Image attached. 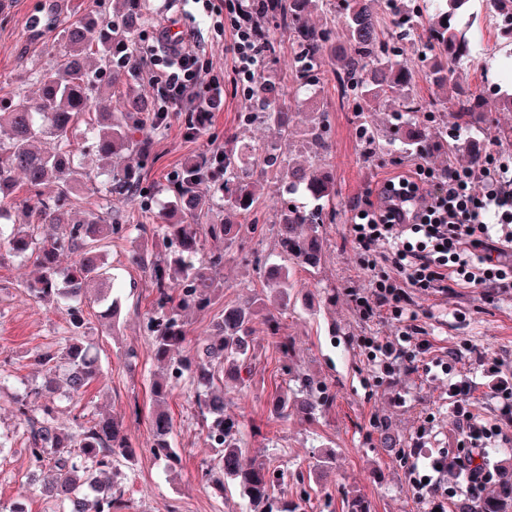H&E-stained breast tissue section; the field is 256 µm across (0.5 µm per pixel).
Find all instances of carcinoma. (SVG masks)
I'll use <instances>...</instances> for the list:
<instances>
[{
    "instance_id": "1",
    "label": "carcinoma",
    "mask_w": 512,
    "mask_h": 512,
    "mask_svg": "<svg viewBox=\"0 0 512 512\" xmlns=\"http://www.w3.org/2000/svg\"><path fill=\"white\" fill-rule=\"evenodd\" d=\"M322 0H254L252 13L258 19L278 16L296 34L295 61L302 83L311 87L318 80L322 56L330 32L309 22L312 11ZM470 0H386V7L397 13V34L407 41H423L431 51L428 65L431 79L444 98L430 102L416 99L413 73L407 64L392 60L389 45L393 40L381 28L371 0H346L342 27L353 44V52L338 58L341 92L357 98L364 113L360 139L366 148L400 142L407 150L436 151L448 139V125H433L427 114L439 112L448 102L455 104L452 125L461 129L479 123L486 100L452 78L453 69L473 61L479 43L471 27L459 22L460 13ZM492 18L502 39L512 46V0H488ZM142 13L133 5L117 24L89 14L60 20L50 17L59 28L61 51L56 64L36 77L40 94L36 101L24 92L16 95L12 109L0 113V225L10 219L11 206L25 205L15 195L16 176L25 178L27 190L38 196L28 212L27 223L9 235L0 232V252L33 260L38 274L23 284L26 296L36 302L65 305L68 311V336L60 346L41 348L33 360L43 371L42 384L29 388L13 399L14 416L23 427V451L38 491L51 497L58 512H71L78 503L83 512H117L125 495L128 471L135 465L136 450L124 431L123 418L105 414L79 423L72 431L56 423L55 408L45 405L37 414L31 399L55 389L59 373L65 376L64 397L79 399L101 374L98 355L85 340L87 319L83 298L91 285L99 286L95 302L102 308L100 318L107 330L119 329L121 304L100 288L107 280L101 243L131 238V260L152 285L151 308L143 316L151 356L164 373L150 384V452L169 470L182 464V452L173 440V425L166 410L171 392L188 385L192 390L194 415L206 429L210 446L220 449L218 463L207 464L198 472L199 480L224 489L229 480L254 512L280 504L278 512H301L304 500L275 498L281 486L277 470L243 452L241 424L227 412L224 387L218 382L231 380L248 388L252 384L255 360V323L262 320L267 343L284 359L288 387L277 389L268 400L270 415L286 418L297 414L314 421L333 407L327 383L295 368L294 350L289 338L281 334L280 318L288 310L295 288L293 270L320 269L327 239L323 233V204L333 201L334 176L322 164L331 147L326 127L328 119L309 127L298 160L278 148L290 135L289 113L284 107L283 87L260 76L245 101L247 120L258 121L272 139L241 150L224 148V182L209 188L208 172L217 165L215 154L189 163L173 177L178 188L173 207L182 221L169 222L167 214L153 215V224L108 223L94 214L82 224H70L65 215L74 189L86 183L88 174L73 163L74 136L85 115H93L92 150L103 159H126L113 166L111 180L100 190L107 202L117 195L125 200L142 198L140 167L136 159L150 156L148 130L154 102L143 92L127 94L116 101L119 114L99 109L95 91L101 86L130 84L134 59L130 46L135 22ZM395 97L400 100V121L393 128H379L368 107L375 101ZM483 142L468 139L461 147L460 163L471 165L479 159ZM281 176L279 193L283 202L277 222L269 232L274 238L279 262L264 264L265 289L274 305H266V295H243L224 306L213 323V334L195 350L186 347L188 317L214 305L223 291L220 271L226 257L244 249L246 234L258 231L227 221L201 224L199 219L220 206L229 215H247L256 210L257 186L265 175ZM50 184L52 195L41 197V187ZM301 195L314 202L304 205L295 200ZM224 243V249L204 252V241ZM76 254L74 263L63 269L60 255ZM379 447L390 458L399 457L401 440L389 423L380 429ZM497 490L482 497L466 495L455 504L456 512H512V474L497 475Z\"/></svg>"
}]
</instances>
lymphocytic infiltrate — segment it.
Segmentation results:
<instances>
[{
  "mask_svg": "<svg viewBox=\"0 0 512 512\" xmlns=\"http://www.w3.org/2000/svg\"><path fill=\"white\" fill-rule=\"evenodd\" d=\"M182 2L214 29L231 26L230 51L239 80H250L261 72L262 49L248 24L251 0H235L230 20L224 17V0ZM155 40L163 66L150 82L160 94L159 116L217 110L224 101V82L212 75L198 30L174 37L169 29H159ZM398 201L419 203L414 222L396 223ZM350 208L356 215L350 232L363 256L369 286L364 294L349 289L350 299L364 317L384 311L399 326L395 338L366 336L360 340L361 347L384 377L419 368L448 384V403L463 434L466 454L449 459L447 449L433 447L432 428L423 424L405 458L414 498L446 512L450 494L474 493L486 486L487 449L503 429L475 416L473 385L452 381L457 351L430 359L427 346L414 340L417 314L408 307L409 293L444 290L452 282L487 292L512 288V165L499 161L488 149L471 166L436 169L419 158L408 172L383 184L379 203L356 200Z\"/></svg>",
  "mask_w": 512,
  "mask_h": 512,
  "instance_id": "1",
  "label": "lymphocytic infiltrate"
}]
</instances>
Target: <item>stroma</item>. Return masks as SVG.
Here are the masks:
<instances>
[{
    "label": "stroma",
    "mask_w": 512,
    "mask_h": 512,
    "mask_svg": "<svg viewBox=\"0 0 512 512\" xmlns=\"http://www.w3.org/2000/svg\"><path fill=\"white\" fill-rule=\"evenodd\" d=\"M99 4L107 14L123 6L122 0H6L0 5V111L12 103L17 92L37 95L34 74L52 65L59 50L57 29L43 27L47 11L60 17L84 12ZM342 0H327V7L311 17L312 24L329 30L330 40L323 58L319 82L302 89L294 64L293 34L280 21L270 22L273 44L265 55L264 73L287 83L285 107L292 114L290 151H298L313 113H327L333 144L325 164L335 178L336 196L325 210L324 229L328 253L320 271L296 270V286L281 331L290 336L296 360L309 374L325 380L335 397L332 410L313 422L296 418L279 420L270 416L267 398L275 387L284 385L281 362L272 348L261 349L254 370V383L245 394L227 386L233 397V413L242 417V433L249 455L284 471L289 496L306 498L305 512H336L344 493L357 491L368 501L371 512H430L427 503L416 500L408 486L403 462L389 459L376 448L380 421H388L404 445H411L415 431L426 416H433L436 445L456 448L460 438L445 400V383L422 373L403 372L394 379L374 383L375 369L358 340L363 336H392L395 325L384 317L367 319L350 301L347 290H366L368 283L359 266L349 238L356 199L375 198L383 182L410 161L412 154L402 145L386 151L365 152L358 137L359 112L352 99L343 97L335 72L337 50L348 42L341 25ZM483 18L480 29L481 55L465 74L471 88L487 93L494 87L512 86V61L487 16L484 0L477 5ZM206 52L214 71L224 77V109L214 113L207 129L196 139L184 136L185 115L171 113L166 127L151 134V156L141 175L149 192L150 211L137 203L106 204L100 194L80 189L69 209L72 222L88 213L117 212L121 223H151V211L172 204L176 186L170 174L185 163L223 149L226 135L239 143L269 139L270 133L258 123L241 122L244 91L236 81L234 59L229 50L231 30L215 33L203 28ZM131 243L115 240L107 244L104 258L109 276L121 290L122 313L118 335L106 334L98 317V306L86 301L88 337L98 352L102 376L81 399L56 397L57 416L62 426L88 421L108 410L121 414L126 432L137 450V459L126 484L128 512H247L248 503L233 484L224 489L201 483L197 477L204 461L215 457L192 417L191 393L176 389L168 411L173 437L183 448V466L170 472L150 453L149 386L160 373L150 355L142 329V315L149 308L151 285L141 269L130 261ZM274 254V240L264 236L248 241L238 258L225 262L222 270L224 295L221 303L193 315L188 327L190 342L202 341L224 305L245 292L262 291L263 275L256 257ZM35 274L32 263L12 255L0 257V433L11 435L12 446L0 453V512H12L23 504L25 512H51L52 505L32 493L28 485V464L22 451L21 430L12 412L15 396L40 383L41 374L33 362L36 348L55 346L66 336L64 310L47 308L26 297L23 283ZM411 306L418 313L419 336L428 340L433 353L441 354L459 343L472 352L458 358L460 375L478 382L473 411L484 421H502V404L494 393L497 379L512 382V292L480 294L477 289L450 285L447 292L428 295L412 293ZM135 348V363L122 353ZM496 360L499 378L483 377L475 369L476 353ZM334 450L338 468L310 482L300 483L299 470L307 468L314 455Z\"/></svg>",
    "instance_id": "obj_1"
}]
</instances>
